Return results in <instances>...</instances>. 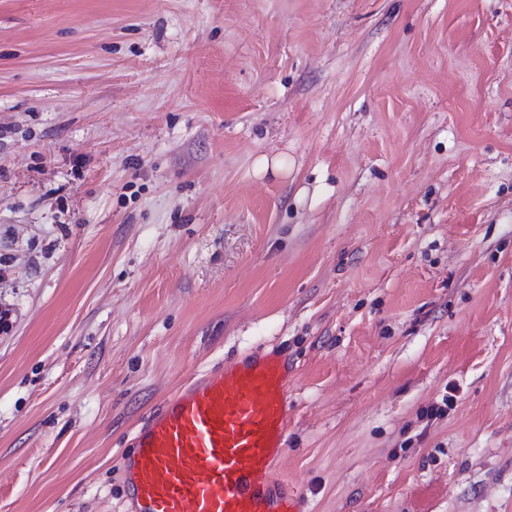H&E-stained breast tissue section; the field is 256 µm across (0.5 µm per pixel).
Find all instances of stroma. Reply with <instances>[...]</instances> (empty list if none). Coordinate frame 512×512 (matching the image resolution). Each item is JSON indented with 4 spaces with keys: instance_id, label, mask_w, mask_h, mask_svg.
<instances>
[{
    "instance_id": "1",
    "label": "stroma",
    "mask_w": 512,
    "mask_h": 512,
    "mask_svg": "<svg viewBox=\"0 0 512 512\" xmlns=\"http://www.w3.org/2000/svg\"><path fill=\"white\" fill-rule=\"evenodd\" d=\"M5 309L0 512L274 350L305 512H512V0H0Z\"/></svg>"
}]
</instances>
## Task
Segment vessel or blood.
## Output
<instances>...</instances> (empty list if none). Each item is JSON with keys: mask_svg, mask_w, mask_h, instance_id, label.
Masks as SVG:
<instances>
[{"mask_svg": "<svg viewBox=\"0 0 512 512\" xmlns=\"http://www.w3.org/2000/svg\"><path fill=\"white\" fill-rule=\"evenodd\" d=\"M287 399L279 353L215 367L181 387L135 433L130 512H303L275 479Z\"/></svg>", "mask_w": 512, "mask_h": 512, "instance_id": "b4317fda", "label": "vessel or blood"}]
</instances>
